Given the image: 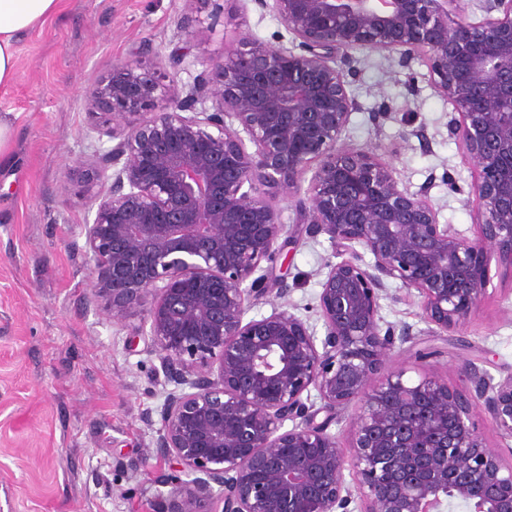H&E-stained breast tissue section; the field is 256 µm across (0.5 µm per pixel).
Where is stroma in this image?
<instances>
[{"mask_svg":"<svg viewBox=\"0 0 512 512\" xmlns=\"http://www.w3.org/2000/svg\"><path fill=\"white\" fill-rule=\"evenodd\" d=\"M187 15L209 27L204 53L214 59L243 32L293 45L287 25L252 2L63 0L59 16L20 42L16 81L0 92V116L14 127L12 159L0 166V512H154L166 491L147 417L169 386L144 334L146 314L115 322L103 305L87 304L81 226L87 198L102 188L92 178L96 149L137 121L91 111L90 93L133 53L166 78L192 82L199 64L169 63L190 37L177 27ZM342 67L356 101L343 143L373 151L402 188L426 195L439 223L473 236L476 167L448 136L452 106L434 90L426 60L363 51ZM275 205L294 234L276 275L296 314L321 330L320 282L340 252L307 232L287 195ZM489 277L480 309L445 336L423 320L415 291L390 284L380 315L413 333L396 344L391 365L423 356L453 388L466 359L496 378L511 372L512 276L494 267Z\"/></svg>","mask_w":512,"mask_h":512,"instance_id":"stroma-1","label":"stroma"}]
</instances>
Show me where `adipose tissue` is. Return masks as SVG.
Masks as SVG:
<instances>
[{"label": "adipose tissue", "instance_id": "obj_1", "mask_svg": "<svg viewBox=\"0 0 512 512\" xmlns=\"http://www.w3.org/2000/svg\"><path fill=\"white\" fill-rule=\"evenodd\" d=\"M62 9V0H0V92L17 75L19 42L43 28Z\"/></svg>", "mask_w": 512, "mask_h": 512}]
</instances>
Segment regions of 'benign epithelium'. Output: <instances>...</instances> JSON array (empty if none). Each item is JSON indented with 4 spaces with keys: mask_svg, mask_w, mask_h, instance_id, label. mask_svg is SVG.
<instances>
[{
    "mask_svg": "<svg viewBox=\"0 0 512 512\" xmlns=\"http://www.w3.org/2000/svg\"><path fill=\"white\" fill-rule=\"evenodd\" d=\"M251 2L286 23L295 48L245 32L215 60L200 25L169 57L198 60L192 82L165 84L125 58L91 96L114 117L142 116L94 155L110 186L86 202L94 218L81 232L87 303L114 321L145 308L174 385L155 457L177 473L161 479L159 512H351L356 498L360 512H512V465L471 422L480 406L512 440V372L496 379L467 360L462 390L429 373L411 382L406 368L386 369L410 327L379 315L398 282L446 335L479 309L491 262L512 275V0H484L479 22L459 16L461 0ZM355 51L427 60L453 106L448 137L478 171L473 237L438 223L373 152L341 142L355 101L337 58ZM280 192L345 255L321 282L320 338L272 276L292 238L273 204ZM271 296L269 315L247 318ZM352 404L343 447L328 428Z\"/></svg>",
    "mask_w": 512,
    "mask_h": 512,
    "instance_id": "benign-epithelium-1",
    "label": "benign epithelium"
}]
</instances>
